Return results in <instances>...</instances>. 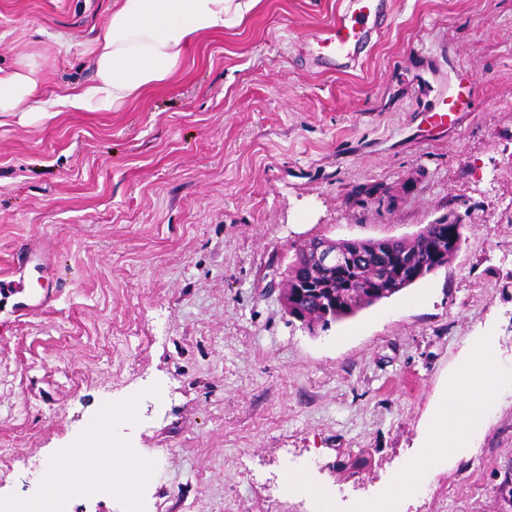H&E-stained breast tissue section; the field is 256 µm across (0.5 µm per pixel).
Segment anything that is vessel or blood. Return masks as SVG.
<instances>
[{
	"label": "vessel or blood",
	"instance_id": "1",
	"mask_svg": "<svg viewBox=\"0 0 512 512\" xmlns=\"http://www.w3.org/2000/svg\"><path fill=\"white\" fill-rule=\"evenodd\" d=\"M389 0H346L336 19L312 30L307 38V55L311 64L321 71L346 70L354 67L364 52L381 34L380 19ZM26 259L13 256L12 279L0 275V292H23L22 272Z\"/></svg>",
	"mask_w": 512,
	"mask_h": 512
}]
</instances>
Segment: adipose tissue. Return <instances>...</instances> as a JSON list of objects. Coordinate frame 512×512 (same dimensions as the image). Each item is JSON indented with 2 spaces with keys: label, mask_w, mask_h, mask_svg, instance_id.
Segmentation results:
<instances>
[{
  "label": "adipose tissue",
  "mask_w": 512,
  "mask_h": 512,
  "mask_svg": "<svg viewBox=\"0 0 512 512\" xmlns=\"http://www.w3.org/2000/svg\"><path fill=\"white\" fill-rule=\"evenodd\" d=\"M259 0H113L101 34L89 50L91 84L66 89L53 100L39 97L40 67L22 59L0 68V113L28 111L51 118L62 111L91 107L118 110L150 87L166 81L187 50L203 35L240 22ZM512 386V367L499 358L491 336L472 337L448 383L436 397L424 425L423 451L404 476L396 478L386 501L365 512H402L410 492L424 487L433 469L473 447L497 410L502 393ZM76 449H66L46 468V482L60 494L69 479L111 482L127 467L133 448L113 450L102 463L82 464Z\"/></svg>",
  "instance_id": "adipose-tissue-1"
}]
</instances>
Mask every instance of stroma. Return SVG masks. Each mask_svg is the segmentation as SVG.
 Returning a JSON list of instances; mask_svg holds the SVG:
<instances>
[{
  "label": "stroma",
  "mask_w": 512,
  "mask_h": 512,
  "mask_svg": "<svg viewBox=\"0 0 512 512\" xmlns=\"http://www.w3.org/2000/svg\"><path fill=\"white\" fill-rule=\"evenodd\" d=\"M344 0H259L122 109L0 115V499L43 491L60 449H136L154 512H320L286 471L362 512L419 455L421 421L471 336L512 362V0H390L354 69L303 36ZM112 0H0V67L44 91L93 80ZM462 86L456 123L432 114ZM462 245L391 298L309 330L273 281L318 238ZM50 282L46 310L20 315ZM111 409L100 438L91 428ZM131 486L65 512H129ZM405 512H512V390L473 451ZM421 242L416 243L417 258L429 268L438 269L448 264L460 249L461 224H429ZM460 238L456 253H448V245L454 238ZM29 258H21L20 255L13 256L11 261V271L7 273H1L0 275V292L7 290L12 293H23L25 287L24 276L22 272L28 263ZM13 274V275H12ZM12 275L17 277L16 279H5L6 276Z\"/></svg>",
  "instance_id": "35a3bbf8"
}]
</instances>
